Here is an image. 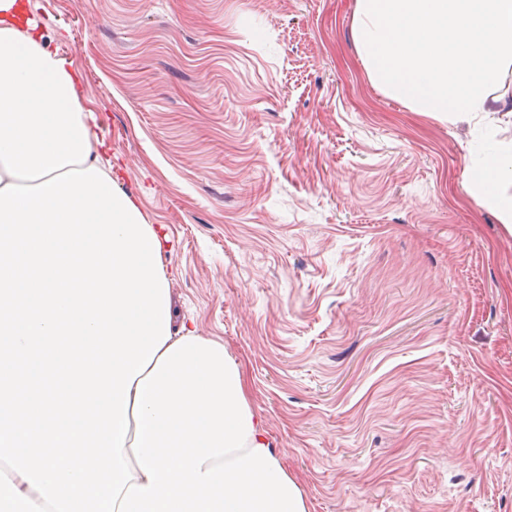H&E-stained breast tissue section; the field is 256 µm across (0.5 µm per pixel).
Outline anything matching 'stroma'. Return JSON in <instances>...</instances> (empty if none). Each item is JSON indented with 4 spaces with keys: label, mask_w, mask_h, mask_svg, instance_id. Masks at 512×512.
Wrapping results in <instances>:
<instances>
[{
    "label": "stroma",
    "mask_w": 512,
    "mask_h": 512,
    "mask_svg": "<svg viewBox=\"0 0 512 512\" xmlns=\"http://www.w3.org/2000/svg\"><path fill=\"white\" fill-rule=\"evenodd\" d=\"M27 2L309 512H512V233L356 0Z\"/></svg>",
    "instance_id": "stroma-1"
}]
</instances>
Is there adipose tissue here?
Segmentation results:
<instances>
[{
  "instance_id": "adipose-tissue-1",
  "label": "adipose tissue",
  "mask_w": 512,
  "mask_h": 512,
  "mask_svg": "<svg viewBox=\"0 0 512 512\" xmlns=\"http://www.w3.org/2000/svg\"><path fill=\"white\" fill-rule=\"evenodd\" d=\"M24 11L0 0V188L111 172L81 74ZM352 33L372 83L411 110L452 124L512 117V94L497 90L512 68V0H357ZM469 155L468 192L512 224V143L487 129ZM129 420L133 478L114 512H308L220 340L189 327L171 337L134 381Z\"/></svg>"
}]
</instances>
